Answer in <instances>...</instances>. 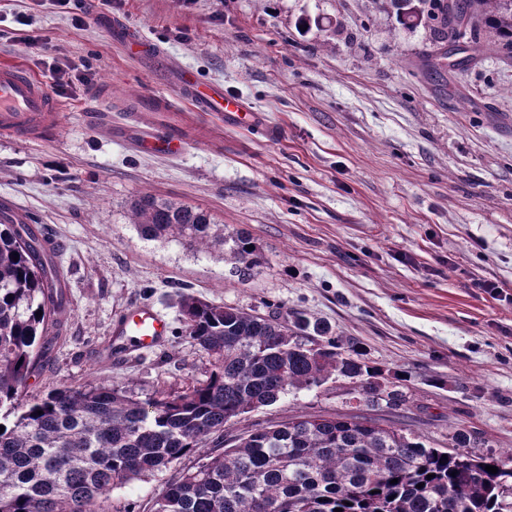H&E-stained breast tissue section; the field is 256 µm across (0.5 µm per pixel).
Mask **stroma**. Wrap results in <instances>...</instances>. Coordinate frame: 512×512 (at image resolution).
Returning a JSON list of instances; mask_svg holds the SVG:
<instances>
[{"instance_id":"obj_1","label":"stroma","mask_w":512,"mask_h":512,"mask_svg":"<svg viewBox=\"0 0 512 512\" xmlns=\"http://www.w3.org/2000/svg\"><path fill=\"white\" fill-rule=\"evenodd\" d=\"M22 10L48 46L34 54L0 39V61L44 83L54 63L89 62L117 101L172 91L170 73L188 69L263 121L210 123L182 155L159 157L124 143L126 113L104 117L82 86L49 137L0 136V195L64 244L68 305L27 398L91 383L143 396L205 379L210 361L179 320L189 293L287 324L303 312L403 373L406 403L375 411L382 425L437 448L462 430L512 451L511 59L489 47L450 81L426 76L433 27L401 25L395 0H112L79 29L36 0H0V23ZM116 18L159 46L162 62L116 45ZM143 192L248 231L262 255L254 275L233 276L219 245L142 239L130 203ZM139 302L170 321V335L151 351L108 355L113 326ZM355 405L351 383L332 378L228 422L206 449L215 456L251 431ZM174 475L114 489L112 512H153Z\"/></svg>"}]
</instances>
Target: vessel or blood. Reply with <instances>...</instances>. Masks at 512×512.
Segmentation results:
<instances>
[{
    "instance_id": "obj_1",
    "label": "vessel or blood",
    "mask_w": 512,
    "mask_h": 512,
    "mask_svg": "<svg viewBox=\"0 0 512 512\" xmlns=\"http://www.w3.org/2000/svg\"><path fill=\"white\" fill-rule=\"evenodd\" d=\"M114 41L149 57H161L160 48L142 33L113 21ZM63 101L52 98L44 83L26 68L4 63L0 65V132L23 134L33 138L50 135L59 112L65 111ZM186 110L194 114L215 112L224 119L254 129L256 115L245 101L224 93L212 84L201 83L190 71H181L175 96L157 92L138 98L134 112H174ZM187 139L183 127L173 121L154 129L145 141L146 149L157 156L181 155ZM169 334V323L152 304L140 302L130 308L119 321L113 338L115 349L150 351L160 346Z\"/></svg>"
}]
</instances>
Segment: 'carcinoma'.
<instances>
[{"label": "carcinoma", "instance_id": "obj_1", "mask_svg": "<svg viewBox=\"0 0 512 512\" xmlns=\"http://www.w3.org/2000/svg\"><path fill=\"white\" fill-rule=\"evenodd\" d=\"M437 20L431 74L460 66V51L477 60L487 43L512 58V0H444ZM130 209L143 239L228 243L241 279L261 263L247 232L224 235L200 207L143 192ZM64 303L59 271L28 225L0 223V512H110L115 487L205 452L229 421L332 376L354 384L355 411L300 415L246 435L178 472L154 512H512V452L469 454L479 442L461 432L443 450L382 425L371 412L383 401L402 405L404 395L357 344L301 313L290 327L185 295V335L212 363L205 380L144 399L98 383L30 402L27 382Z\"/></svg>", "mask_w": 512, "mask_h": 512}]
</instances>
